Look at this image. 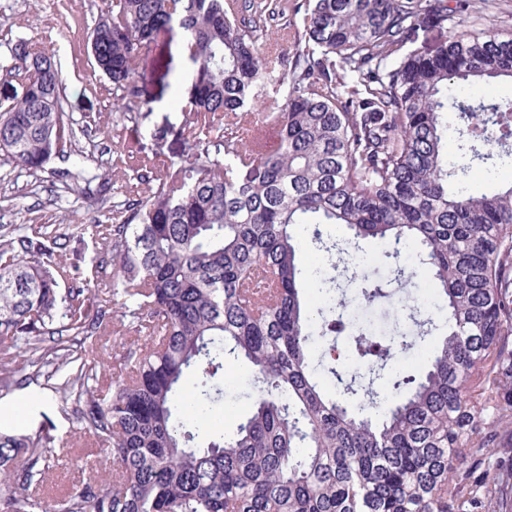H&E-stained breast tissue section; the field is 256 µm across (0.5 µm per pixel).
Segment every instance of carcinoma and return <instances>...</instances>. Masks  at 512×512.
<instances>
[{
    "instance_id": "1",
    "label": "carcinoma",
    "mask_w": 512,
    "mask_h": 512,
    "mask_svg": "<svg viewBox=\"0 0 512 512\" xmlns=\"http://www.w3.org/2000/svg\"><path fill=\"white\" fill-rule=\"evenodd\" d=\"M278 16L293 46L274 52ZM419 19L448 40L409 48ZM176 26L195 66L188 116L117 160L146 188L99 232L109 297L53 262L58 235L0 244V390L63 373L82 430L112 452V482L39 501L46 437L0 433V512H491L497 477L468 457L512 448V181L469 191L448 114L460 155L486 164L512 141V100L448 88L512 81V31L469 0H293L289 16L277 0H113L94 62L134 101L141 54ZM11 56L22 92L0 111V153L38 170L73 135L59 70L29 41ZM83 182L89 202L111 189ZM304 224L349 231H313L342 262L314 304ZM366 241L385 246L390 276L355 260ZM355 300L416 332L352 330ZM114 305L137 342L103 395L85 352ZM425 345L424 375L395 369ZM235 362L253 391L226 431L220 375Z\"/></svg>"
}]
</instances>
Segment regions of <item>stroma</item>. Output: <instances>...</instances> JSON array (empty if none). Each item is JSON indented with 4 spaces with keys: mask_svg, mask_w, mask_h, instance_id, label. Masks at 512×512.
<instances>
[{
    "mask_svg": "<svg viewBox=\"0 0 512 512\" xmlns=\"http://www.w3.org/2000/svg\"><path fill=\"white\" fill-rule=\"evenodd\" d=\"M111 9L112 0H0V106L8 105L21 90V80L12 69L11 46L20 40L37 43L53 55L61 72V100L74 131L58 157L40 170L17 167L0 155V242L22 225H52L68 237L66 250L55 253V261L67 271H79L107 286L112 283V264L99 268L91 264L100 251L94 226L106 223L113 208L123 204L130 187L137 184L133 171L115 167L114 159L120 151L150 152L159 128L184 121L186 87L173 78L189 76L193 69L178 44L159 40L138 64L145 75L141 98L124 104L89 50V37L99 17ZM493 163L491 176L479 164L469 170L465 182L471 192L489 195L499 183L512 179V148ZM62 169L110 176L111 192L105 201L88 204L75 185L56 179V171ZM93 340L96 385L105 394L112 389L115 365L134 337L108 330L94 334ZM250 384L247 369H225V427H232L247 412L249 403L242 393ZM44 430L53 437L57 453L47 483L49 493L62 494L93 474L110 472L111 462L102 447L80 431L74 403L63 402L39 380L0 396L1 432L33 436Z\"/></svg>",
    "mask_w": 512,
    "mask_h": 512,
    "instance_id": "1",
    "label": "stroma"
}]
</instances>
